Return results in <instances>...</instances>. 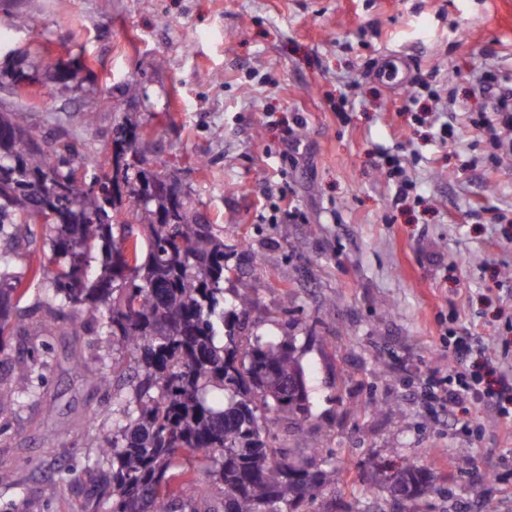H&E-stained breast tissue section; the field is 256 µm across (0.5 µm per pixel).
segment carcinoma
Masks as SVG:
<instances>
[{
    "mask_svg": "<svg viewBox=\"0 0 512 512\" xmlns=\"http://www.w3.org/2000/svg\"><path fill=\"white\" fill-rule=\"evenodd\" d=\"M113 132L93 154L74 141L46 146L26 113L0 109V240H36L40 213L51 232L46 287L28 315L18 310V255L0 250V353L8 336L53 331L100 336L109 349L72 364L112 389V428L90 435L93 410L73 429L97 451L76 482L75 512H298L337 471L330 455L309 470L261 423L267 413L308 416L303 389L289 386L303 372L292 340L244 334L248 298L238 297V313L224 307L223 233L174 172L146 167L136 118L123 115ZM124 192L132 209L115 223ZM37 372L33 357L11 364L0 416L40 399ZM399 475L408 498L437 492L410 461Z\"/></svg>",
    "mask_w": 512,
    "mask_h": 512,
    "instance_id": "1",
    "label": "carcinoma"
}]
</instances>
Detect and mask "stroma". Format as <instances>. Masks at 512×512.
<instances>
[{
  "label": "stroma",
  "mask_w": 512,
  "mask_h": 512,
  "mask_svg": "<svg viewBox=\"0 0 512 512\" xmlns=\"http://www.w3.org/2000/svg\"><path fill=\"white\" fill-rule=\"evenodd\" d=\"M391 54L454 96L456 142L441 143L425 100L373 75ZM497 61L512 63V0H0V106L25 108L40 137L92 150L111 142L117 113L136 116L150 166L174 170L224 232L227 301L247 294L254 333L293 338L311 413L271 429L296 455L332 451L339 476L316 512H382L407 459L437 491L403 512H481L488 497L512 512V429L465 402L455 417L480 431L462 434L422 397L431 371L459 368L439 341L444 321L512 366V224L493 221L512 209V160L487 172L490 148L468 120L484 108L471 80ZM132 79L133 99L122 94ZM289 134L300 148L287 161ZM386 152L404 156L421 200L395 201ZM284 199L297 217L274 216ZM41 341L44 403L0 417V466L26 460L0 486V512H66L42 490L82 476L95 452L68 433L112 406L69 367L86 337H12L9 359ZM494 472L505 484L485 482Z\"/></svg>",
  "instance_id": "obj_1"
}]
</instances>
